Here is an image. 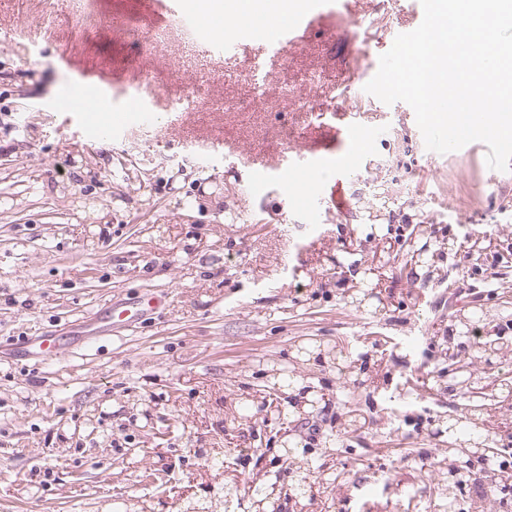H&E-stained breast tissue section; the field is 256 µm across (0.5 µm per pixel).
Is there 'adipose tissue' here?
I'll list each match as a JSON object with an SVG mask.
<instances>
[{
	"instance_id": "obj_1",
	"label": "adipose tissue",
	"mask_w": 512,
	"mask_h": 512,
	"mask_svg": "<svg viewBox=\"0 0 512 512\" xmlns=\"http://www.w3.org/2000/svg\"><path fill=\"white\" fill-rule=\"evenodd\" d=\"M302 7L301 0H195L205 32L224 35L247 21L261 23L268 30L275 29Z\"/></svg>"
}]
</instances>
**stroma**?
I'll return each mask as SVG.
<instances>
[{
	"instance_id": "35a3bbf8",
	"label": "stroma",
	"mask_w": 512,
	"mask_h": 512,
	"mask_svg": "<svg viewBox=\"0 0 512 512\" xmlns=\"http://www.w3.org/2000/svg\"><path fill=\"white\" fill-rule=\"evenodd\" d=\"M308 2L318 18L296 45L243 29L227 57L187 29L147 31L156 0H0V512H224L225 485L257 471L288 487L287 441L325 467L309 512H439L418 462L464 404L448 388L453 318L483 309L512 341V171L470 144L430 155L404 105L360 96L354 59L414 29L409 0ZM140 57L150 119L120 127ZM195 83L204 105L172 109ZM88 84L108 89L105 111L70 110ZM351 115L370 148L318 170L344 198L308 217L306 181L277 175L284 149L343 152ZM259 170L264 195H242ZM78 201L109 223L76 219ZM485 236L494 253L471 258ZM365 282L381 300L352 302ZM150 292L164 301L143 322L108 327L111 305ZM47 334L63 354L25 350ZM312 341L357 371L302 361ZM296 362L318 410L289 412L284 386L287 418L260 411L271 366ZM241 402L253 418L230 422Z\"/></svg>"
}]
</instances>
